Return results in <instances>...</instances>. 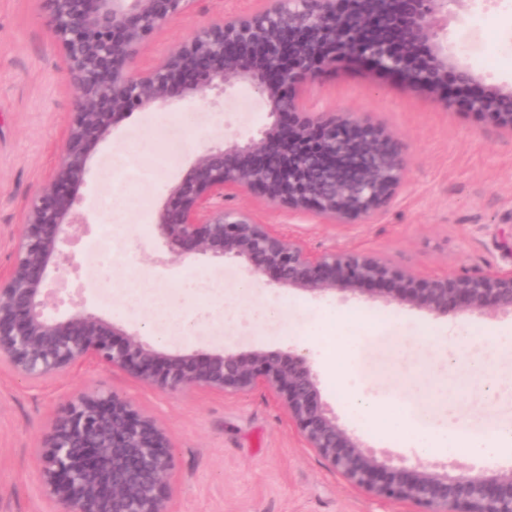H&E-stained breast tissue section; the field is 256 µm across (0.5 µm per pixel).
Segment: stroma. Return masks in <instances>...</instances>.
<instances>
[{"mask_svg":"<svg viewBox=\"0 0 512 512\" xmlns=\"http://www.w3.org/2000/svg\"><path fill=\"white\" fill-rule=\"evenodd\" d=\"M261 0H195L192 10L142 46L139 68L190 38L206 22L259 9ZM440 39L484 83L512 82V0H475L466 21L439 18ZM75 92L45 24L41 0H0V270L12 262L24 212L60 162ZM311 112H351L385 126L407 148L395 199L347 225L291 213L247 192L234 206L253 212L315 251L347 249L389 257L410 271L445 275L512 266V134L462 103L445 107L394 74L347 62L304 87ZM164 122H156L157 112ZM125 117L91 151L78 190L88 223L74 225L65 250L72 265L49 271L64 316L73 305L172 353L300 350L318 377L324 403L364 445L396 466H512V450L481 457L466 450L424 454L350 415L329 376L322 349L304 339L306 324L330 309L363 317L364 342L348 361L356 384L374 399L404 403L413 420L456 424L475 433L512 427V363L490 339L512 337V317L466 311L448 317L364 295L313 296L255 277L246 262L204 256L173 260L150 226L167 188L204 148L253 134L267 120L263 98L245 83L224 98L175 102ZM111 246L108 277L90 257ZM255 283L248 296L238 287ZM279 304L270 317L265 308ZM482 362L487 379L470 377ZM447 386L439 400L410 386L412 374ZM126 397L167 430L178 480L174 512H417L369 497L307 448L284 406L268 390L222 395L175 393L126 373L85 365L42 382L0 368V512H48L34 450L41 431L80 391Z\"/></svg>","mask_w":512,"mask_h":512,"instance_id":"stroma-1","label":"stroma"}]
</instances>
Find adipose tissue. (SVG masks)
I'll return each mask as SVG.
<instances>
[{"mask_svg": "<svg viewBox=\"0 0 512 512\" xmlns=\"http://www.w3.org/2000/svg\"><path fill=\"white\" fill-rule=\"evenodd\" d=\"M360 328L357 317L327 311L317 315L305 329L306 338L325 349L327 365L342 392L346 408L358 420L399 438L406 447L425 453L438 448L450 452L464 449L480 456H496L512 449V429L484 435L469 433L454 425L436 427L413 422L401 410L381 404L351 385L347 356L361 344Z\"/></svg>", "mask_w": 512, "mask_h": 512, "instance_id": "obj_1", "label": "adipose tissue"}]
</instances>
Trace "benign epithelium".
<instances>
[{"instance_id": "7a95c632", "label": "benign epithelium", "mask_w": 512, "mask_h": 512, "mask_svg": "<svg viewBox=\"0 0 512 512\" xmlns=\"http://www.w3.org/2000/svg\"><path fill=\"white\" fill-rule=\"evenodd\" d=\"M44 2L76 95L59 165L27 207L14 260L0 272V366L29 381L95 364L164 392L263 388L281 401L306 447L368 496L422 512H512V467L450 477L436 465H387L326 408L303 352L174 355L79 305L62 320L45 313L48 270L73 263L63 245L70 228L87 223L75 189L88 172L91 147L129 112L219 97L246 82L265 99L269 122L245 141L199 153L153 216L155 235L175 259H239L254 274L311 295L362 294L442 316L512 315V267L424 276L375 253H319L226 204L250 191L339 226L388 204L402 184L404 147L350 112L306 111L301 90L356 60L401 76L445 105L455 102L458 89L481 79L457 66L436 20L463 19L472 0H265L259 10L199 27L145 70L135 67L143 43L187 14L194 0ZM465 107L512 133V87L484 88ZM170 448L165 429L126 398L79 393L45 427L37 450L49 512H173Z\"/></svg>"}]
</instances>
